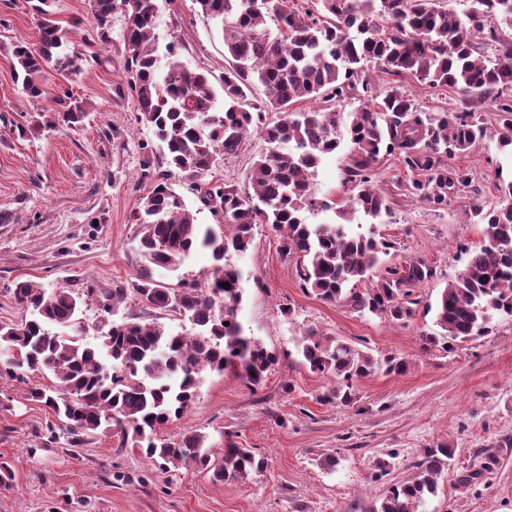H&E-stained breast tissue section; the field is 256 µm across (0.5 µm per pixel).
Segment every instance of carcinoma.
<instances>
[{"instance_id": "1", "label": "carcinoma", "mask_w": 512, "mask_h": 512, "mask_svg": "<svg viewBox=\"0 0 512 512\" xmlns=\"http://www.w3.org/2000/svg\"><path fill=\"white\" fill-rule=\"evenodd\" d=\"M195 2L222 26L221 109L215 105L211 75L188 68L178 42L159 45L156 0H95L93 22L106 42L111 16L123 14L125 89L137 102V120L155 137L139 148L147 155L157 149L160 156L155 163L144 162L139 172V181L150 190L133 214L142 257L133 292L155 310L188 319L197 332L174 334L119 315L128 288L117 285L104 296L112 302L105 307L112 313L110 327L98 345L90 346L68 330L92 292L81 295L18 281L14 298L31 318L0 325V371L17 380L28 373L54 378L30 387L27 400L51 411L60 422L48 426L51 438L58 429L70 447L115 425L122 442H132L163 471L190 463L216 482H245L265 466V458L251 449L232 444L216 460L203 447L204 436L172 440L160 432L191 408L203 371L230 368L258 386L278 361L259 338L242 330V272L229 255H245L255 225L268 224L279 235L282 253L297 259L306 291L325 302L343 301L362 314L395 321L412 317L419 304L414 286L431 277V267L420 260L387 266L375 285L353 291L349 284L369 276L393 243L382 236L354 235L347 223L356 213L378 222L390 214L375 184L374 163L382 154L400 157L410 173L408 195L434 207L448 206L449 195L471 187L468 175L447 160L487 137V127L476 117L481 110L498 113L499 147L512 151V40L497 34L499 22L512 25V0H471L462 17L448 10L444 0H320V10L302 14L289 8L290 0ZM33 9L42 15L39 36L33 45L13 46L14 77L26 98L49 103L44 111L53 117L17 126L20 138L51 126L75 127L86 114L84 101L71 89L48 91L49 71L77 76L83 57L70 49L68 30L51 18L52 0H36ZM485 40L495 44L492 57L482 52ZM370 63L388 76L452 89L459 99L448 109L426 112L391 81L381 100L346 116L336 111L334 105L352 95L371 92L363 78ZM257 86L264 88L262 105L254 100ZM318 99L327 107L293 109L296 102ZM251 131L264 143L253 163V192L206 180L217 156L237 154ZM345 140L357 158L346 171L353 195L338 210L343 222L309 224L307 214L332 209L312 191L311 181L323 157ZM175 174L191 184L221 229L196 223L171 183ZM496 189L493 207H473L484 242L441 291L434 306L439 331L419 337V351L425 354H453L460 344L487 335L493 314L512 316V179L496 174ZM199 249L210 251L214 261L206 287L181 277L173 284L155 276L157 270L177 273ZM225 282L230 287H221ZM296 351L311 372L333 379L336 386L326 400L343 406L356 399L354 381L382 366L388 373L407 367L394 357L381 363L367 351L323 339L312 329L304 332ZM511 447L509 438L483 449L479 463L456 472V485L485 482L500 465V449ZM453 454L448 444L424 449L419 472L390 484L368 512H418L437 495Z\"/></svg>"}]
</instances>
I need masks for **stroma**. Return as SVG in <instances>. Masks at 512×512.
I'll return each instance as SVG.
<instances>
[{"label": "stroma", "instance_id": "35a3bbf8", "mask_svg": "<svg viewBox=\"0 0 512 512\" xmlns=\"http://www.w3.org/2000/svg\"><path fill=\"white\" fill-rule=\"evenodd\" d=\"M35 0H0V324L17 323L25 309L15 300L14 281L91 292L72 330L94 345L106 330L103 292L131 285L141 264L137 226L131 215L148 190L137 177L145 157L139 142L151 130L136 119L134 99L122 94L127 49L125 18L115 14L104 62L87 67L73 82L89 113L77 127H58L18 138L15 125L41 113L12 77L13 44L35 42L40 18ZM160 43L178 40L192 69L221 75V26L201 13L195 0H156ZM61 24L76 49L94 41L91 0H54ZM489 137L451 159L469 173L473 188L435 209L405 191L409 174L396 156H381L376 185L388 199L389 223L361 225L393 241L384 264L421 260L433 275L415 288L420 303L407 322L361 314L329 303L300 285L294 259L283 255L270 225L254 229L253 244L239 264L244 300L238 319L246 335L262 339L278 362L260 386L233 370L204 372L193 407L163 427L177 440L200 434L214 455L228 445L265 457V469L244 483L215 482L194 467L169 472L149 464L119 436L95 432L78 447L49 442L52 417L28 401L39 374L19 382L0 375V461L14 478L0 486V512H366L388 484L414 477L424 449L448 444L451 468L439 479L424 512H512V448L485 484L460 488L454 472L477 462L480 448L512 436V318L495 317L489 335L461 344L449 356L423 354L418 337L433 327L426 307L464 267L468 251L483 242L472 221L474 204H496L495 170L512 176V155L501 152L498 116L482 111ZM251 140L235 156L218 157L209 177L250 189ZM356 155L343 144L327 156L312 180L318 196L344 197L346 170ZM290 314H282V307ZM347 341L376 358H406L404 373L377 372L355 384L357 401L342 407L325 402L329 378L299 363L296 343L307 329ZM338 464L327 468L326 456ZM391 464L374 480L377 461Z\"/></svg>", "mask_w": 512, "mask_h": 512}]
</instances>
